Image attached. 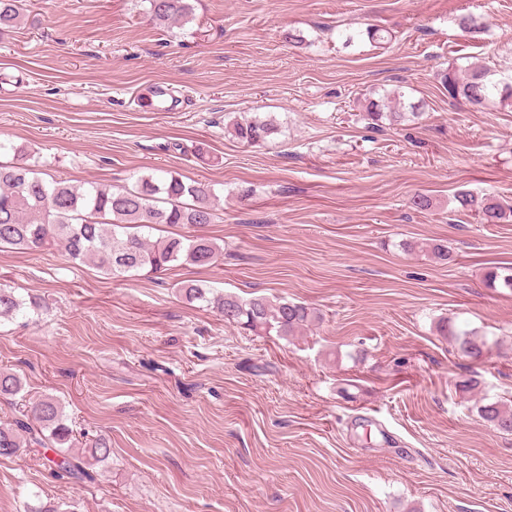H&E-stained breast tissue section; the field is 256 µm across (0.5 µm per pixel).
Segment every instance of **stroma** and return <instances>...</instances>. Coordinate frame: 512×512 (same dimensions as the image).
<instances>
[{"label":"stroma","mask_w":512,"mask_h":512,"mask_svg":"<svg viewBox=\"0 0 512 512\" xmlns=\"http://www.w3.org/2000/svg\"><path fill=\"white\" fill-rule=\"evenodd\" d=\"M190 3L168 27L146 0H28L29 23L0 30V162L23 147L76 185L156 168L211 185L223 220L204 233L224 248L213 267L120 278L0 251V285L27 303L0 323V368L25 383L0 426L51 396L78 440L112 448L90 480L38 448L0 457V512H512V435L478 414L512 401V292L485 281L512 267V222L454 200L512 205V107L450 103L440 82L460 49L512 75V0ZM371 25L392 41L371 46ZM156 84L189 109L140 110ZM398 87L420 117L368 125L357 97ZM254 116L279 133L226 132ZM187 281L320 320L260 335L187 302ZM445 324L485 355L457 354ZM225 129L238 141L251 146L265 142L278 131L273 119L259 117L245 121L234 120L227 123ZM454 199L462 209L473 213L483 224L512 222V207L504 206L490 197L461 191L454 196Z\"/></svg>","instance_id":"1"}]
</instances>
